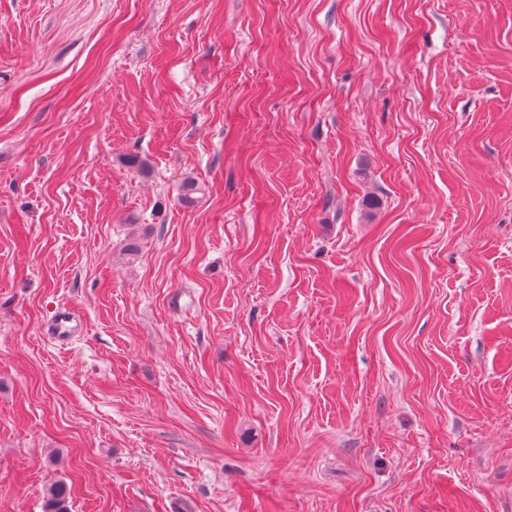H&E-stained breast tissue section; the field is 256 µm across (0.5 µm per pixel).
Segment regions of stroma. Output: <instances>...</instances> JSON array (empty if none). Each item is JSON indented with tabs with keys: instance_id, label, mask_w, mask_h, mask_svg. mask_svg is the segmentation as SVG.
Wrapping results in <instances>:
<instances>
[{
	"instance_id": "35a3bbf8",
	"label": "stroma",
	"mask_w": 512,
	"mask_h": 512,
	"mask_svg": "<svg viewBox=\"0 0 512 512\" xmlns=\"http://www.w3.org/2000/svg\"><path fill=\"white\" fill-rule=\"evenodd\" d=\"M58 480L512 512V0H0V512Z\"/></svg>"
}]
</instances>
